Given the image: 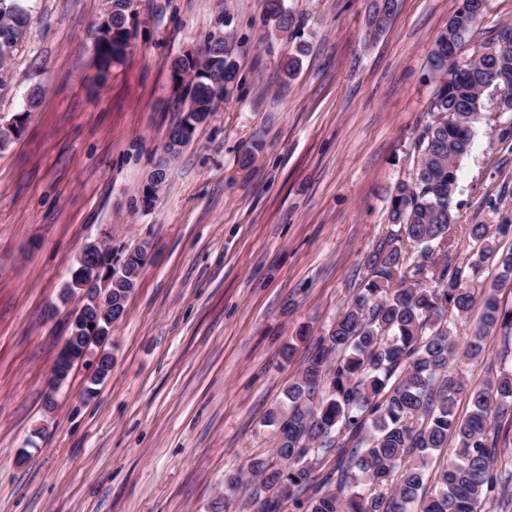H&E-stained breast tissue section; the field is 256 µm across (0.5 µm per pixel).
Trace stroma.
Segmentation results:
<instances>
[{
  "instance_id": "stroma-1",
  "label": "stroma",
  "mask_w": 512,
  "mask_h": 512,
  "mask_svg": "<svg viewBox=\"0 0 512 512\" xmlns=\"http://www.w3.org/2000/svg\"><path fill=\"white\" fill-rule=\"evenodd\" d=\"M133 0V47L99 79L89 33L108 0H30L0 94V512H214L224 476L274 446L264 417L316 338L351 302L411 180L437 79L428 54L459 0H398L367 38L368 0ZM230 15L239 73L169 167L152 207L136 194L182 90L170 61L202 51ZM512 0H488L456 61L500 49ZM309 51L295 76L285 65ZM488 90L457 165L462 224L512 223V112ZM152 249L90 385L50 389L80 248ZM295 342L292 355L284 347Z\"/></svg>"
}]
</instances>
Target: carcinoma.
<instances>
[{
    "label": "carcinoma",
    "instance_id": "obj_1",
    "mask_svg": "<svg viewBox=\"0 0 512 512\" xmlns=\"http://www.w3.org/2000/svg\"><path fill=\"white\" fill-rule=\"evenodd\" d=\"M486 0H462L429 54L438 84L428 106L411 181L396 184L389 232L367 258L362 288L310 351L302 371L288 385L285 403L265 419L273 428L271 453L248 459L225 476V489L247 493L253 512H485L492 505L512 512V470L503 467L499 422L512 421V367L499 368L471 384L455 364L484 353L492 330H512V308L500 288L512 282V251L498 254V238L512 224H467L470 250L453 264L456 223L453 199L456 166L472 142L475 115L485 91H500L499 107L512 112V84L488 83L490 70L512 72V27L500 31L505 46L469 63L448 64V51L469 40ZM277 26L292 18L281 0H269ZM394 0H370L368 29L384 33ZM132 0H109L106 37L93 45L99 77L123 62L132 47ZM30 15L23 0H0V92L10 85L8 61L22 40ZM230 17L219 14L198 61L186 56L171 64L184 85L190 129L208 121L216 102L238 75L224 35ZM146 244L120 257L112 270V311L85 308L98 335L77 334V348L101 343L126 312L128 283L145 264ZM497 265L496 279H483L485 264ZM480 308L477 327L458 334ZM467 397L461 418L456 404ZM456 442L454 459L430 470L433 454Z\"/></svg>",
    "mask_w": 512,
    "mask_h": 512
}]
</instances>
